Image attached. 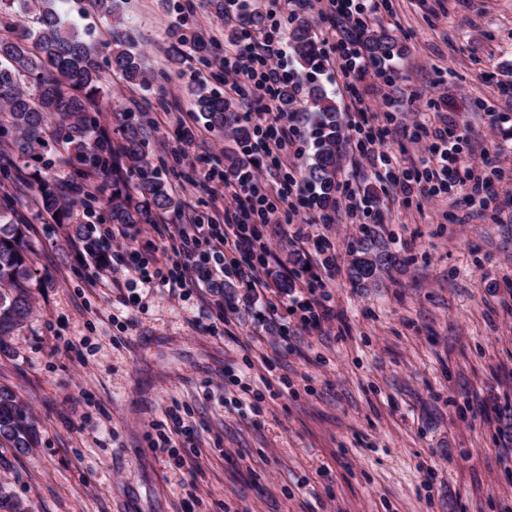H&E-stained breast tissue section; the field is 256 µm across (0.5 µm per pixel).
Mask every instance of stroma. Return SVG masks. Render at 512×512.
Listing matches in <instances>:
<instances>
[{"instance_id":"35a3bbf8","label":"stroma","mask_w":512,"mask_h":512,"mask_svg":"<svg viewBox=\"0 0 512 512\" xmlns=\"http://www.w3.org/2000/svg\"><path fill=\"white\" fill-rule=\"evenodd\" d=\"M387 3L379 29L405 53L390 61L391 85L371 67L356 80L375 105L370 124L389 130L381 151L410 167L428 112L464 129L463 154H487L512 178V0ZM127 13L162 81L147 94L110 82L120 104L149 105L152 162L179 202L158 221L208 220L222 202L189 165L172 173L173 156L226 142L195 121L186 146L173 128L197 84H224L197 55L172 64L167 32L185 21L217 50L234 24L211 0H129ZM338 177L377 196L354 220L334 210L342 260L369 230L402 265L377 288L337 274L319 332L297 327L278 286L309 264L287 225L263 230L266 290L236 283L214 336L197 322L223 289L205 282L179 300L138 287L122 307L84 249L101 225L54 223L21 198L31 313L0 354V386L40 440L23 454L0 445V492L25 512H512V196L404 194L347 158ZM284 329L288 350L274 344ZM172 412L190 433L154 451Z\"/></svg>"}]
</instances>
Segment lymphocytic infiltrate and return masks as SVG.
I'll use <instances>...</instances> for the list:
<instances>
[{
    "label": "lymphocytic infiltrate",
    "mask_w": 512,
    "mask_h": 512,
    "mask_svg": "<svg viewBox=\"0 0 512 512\" xmlns=\"http://www.w3.org/2000/svg\"><path fill=\"white\" fill-rule=\"evenodd\" d=\"M383 8V0H365L361 5L353 0H326L320 16L327 26L325 40L339 63L341 87L352 108L345 133L351 155L360 165L384 172L405 192L413 182L411 171L396 170L392 157L380 151L384 132L370 125L367 114L371 107L356 89V75L362 68L357 34L381 21ZM285 56L281 26L274 22L242 40L225 43L222 54L213 59L224 81L225 96L246 101L243 117L253 122L254 147L267 160L262 170L245 177L220 174L217 151L194 156L203 186L224 202L223 221L204 223L192 217L177 225L174 257L159 266H148L137 251L129 249L125 233L106 229L102 242L117 266L153 286H166L174 292L197 278L219 273L257 291L268 286L262 229L272 218H279L289 224L292 242L309 247L318 269L317 274L300 282L306 297L293 298L289 307L290 312L298 313L301 327L311 332L322 330L331 318L332 295L325 280L339 273L340 264L332 235L333 219L323 216L308 222L301 218L313 201L297 163L300 132L279 110V90L292 81L283 64ZM462 138L458 130L442 124L433 128L431 143L419 148L424 195L438 196L452 184L461 185L473 198L488 193L493 184L488 175L491 163L484 154L461 159Z\"/></svg>",
    "instance_id": "f902f5d3"
}]
</instances>
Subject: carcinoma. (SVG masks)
<instances>
[{
	"mask_svg": "<svg viewBox=\"0 0 512 512\" xmlns=\"http://www.w3.org/2000/svg\"><path fill=\"white\" fill-rule=\"evenodd\" d=\"M60 0H0V180L34 189L40 211L57 224H72L75 207L92 210L99 201L106 210L101 224H152L155 216L177 207L168 182L148 159V131L132 110L116 111V123L101 124L112 108L106 82L110 72L126 84L148 92L156 82L147 66L138 36L125 22L128 0H87L94 12L111 22L112 39L103 44L84 39L78 27L59 10ZM172 55L192 52L205 56L209 42L198 33L171 31ZM288 46L307 78L306 121L314 130V152L303 177L314 191L318 207L336 209L343 114L336 100L317 83L323 55L312 21L294 18ZM361 52L370 61L401 55L403 46L388 34L367 32ZM198 120L215 133L228 135L242 152L226 156L229 170L239 172L253 162L249 154L253 128L240 118L233 101L200 84L194 90ZM63 149L72 172L47 178L55 166L48 148ZM25 221L12 202L0 201V351L5 337L29 315L26 288L32 280ZM400 258L375 235L352 250L349 277L363 288L398 268ZM36 421L18 397L0 387V438L22 453L37 442Z\"/></svg>",
	"mask_w": 512,
	"mask_h": 512,
	"instance_id": "obj_1",
	"label": "carcinoma"
}]
</instances>
